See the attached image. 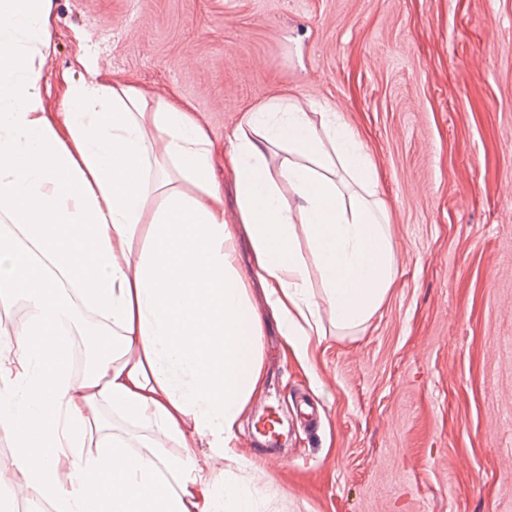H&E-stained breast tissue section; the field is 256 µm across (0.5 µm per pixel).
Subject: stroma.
Instances as JSON below:
<instances>
[{"label": "stroma", "instance_id": "35a3bbf8", "mask_svg": "<svg viewBox=\"0 0 512 512\" xmlns=\"http://www.w3.org/2000/svg\"><path fill=\"white\" fill-rule=\"evenodd\" d=\"M42 73L65 111L85 62L176 94L226 151L273 96L340 112L379 176L396 276L309 362L274 322L236 449L264 512H512V0H53Z\"/></svg>", "mask_w": 512, "mask_h": 512}]
</instances>
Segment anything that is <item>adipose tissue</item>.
<instances>
[{
	"label": "adipose tissue",
	"mask_w": 512,
	"mask_h": 512,
	"mask_svg": "<svg viewBox=\"0 0 512 512\" xmlns=\"http://www.w3.org/2000/svg\"><path fill=\"white\" fill-rule=\"evenodd\" d=\"M52 8L0 0V222L15 226L0 234V305L31 309L0 329V434L18 459L0 467V486L54 512H260L262 488L233 477L265 326L234 239L245 229L277 329L308 360L324 323L364 325L396 275L375 167L340 113L271 98L246 112L227 152L230 224L216 145L177 96L92 66L62 117L46 111ZM66 286L102 319L79 376L60 331L73 323ZM103 403L151 437L91 440ZM168 440L181 455L165 453Z\"/></svg>",
	"instance_id": "1"
}]
</instances>
